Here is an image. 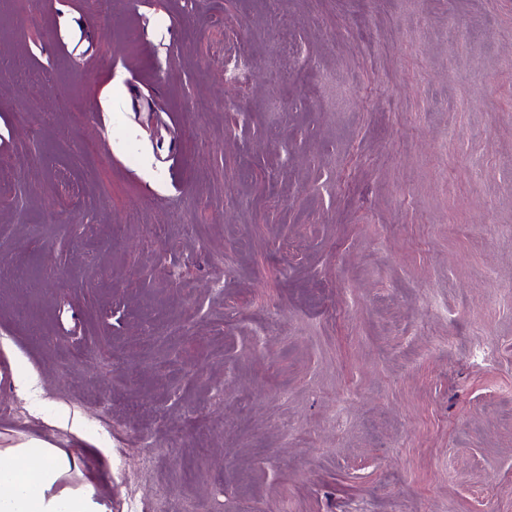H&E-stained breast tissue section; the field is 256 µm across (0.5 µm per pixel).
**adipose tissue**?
Segmentation results:
<instances>
[{
  "instance_id": "1",
  "label": "adipose tissue",
  "mask_w": 512,
  "mask_h": 512,
  "mask_svg": "<svg viewBox=\"0 0 512 512\" xmlns=\"http://www.w3.org/2000/svg\"><path fill=\"white\" fill-rule=\"evenodd\" d=\"M34 457L36 474L14 466ZM78 460L45 440H19L0 449V512H100L91 486H63Z\"/></svg>"
}]
</instances>
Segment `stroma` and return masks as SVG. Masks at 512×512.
Wrapping results in <instances>:
<instances>
[{"label": "stroma", "instance_id": "35a3bbf8", "mask_svg": "<svg viewBox=\"0 0 512 512\" xmlns=\"http://www.w3.org/2000/svg\"><path fill=\"white\" fill-rule=\"evenodd\" d=\"M23 437L105 512H512V0H0Z\"/></svg>", "mask_w": 512, "mask_h": 512}]
</instances>
